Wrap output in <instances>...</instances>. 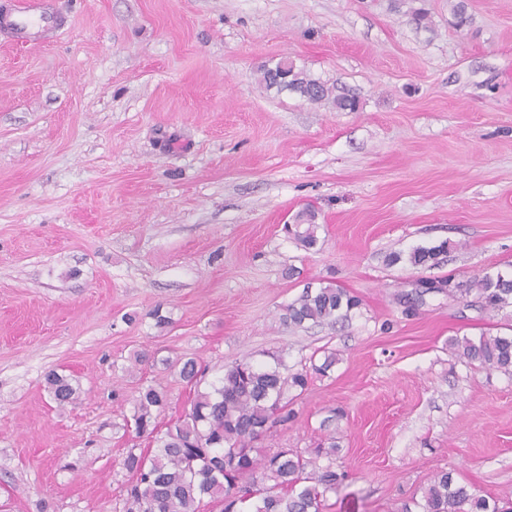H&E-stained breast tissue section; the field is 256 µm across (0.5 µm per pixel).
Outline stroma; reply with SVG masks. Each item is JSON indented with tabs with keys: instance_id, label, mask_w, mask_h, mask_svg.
Wrapping results in <instances>:
<instances>
[{
	"instance_id": "stroma-1",
	"label": "stroma",
	"mask_w": 512,
	"mask_h": 512,
	"mask_svg": "<svg viewBox=\"0 0 512 512\" xmlns=\"http://www.w3.org/2000/svg\"><path fill=\"white\" fill-rule=\"evenodd\" d=\"M50 44L0 43V512H123L138 391L162 422L195 396L134 352L322 363L265 449L335 443L324 512H400L433 474L512 512V374L453 338L512 335V306L460 291L399 304L421 277L512 274V0H55ZM292 61L355 95L339 112L265 90ZM316 214L306 249L284 225ZM450 241L438 266L389 263ZM349 322L291 329L325 284ZM165 324H158V317ZM78 399L60 407L49 371ZM360 307V299L333 284L314 290L307 287L300 296L282 307L281 319L291 328H302L305 324L332 326L351 318Z\"/></svg>"
}]
</instances>
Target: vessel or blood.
Returning <instances> with one entry per match:
<instances>
[{
  "instance_id": "vessel-or-blood-1",
  "label": "vessel or blood",
  "mask_w": 512,
  "mask_h": 512,
  "mask_svg": "<svg viewBox=\"0 0 512 512\" xmlns=\"http://www.w3.org/2000/svg\"><path fill=\"white\" fill-rule=\"evenodd\" d=\"M49 6V0H0V41L23 42L36 30L41 42H53L58 28L45 14Z\"/></svg>"
}]
</instances>
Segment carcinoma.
Returning <instances> with one entry per match:
<instances>
[{"mask_svg":"<svg viewBox=\"0 0 512 512\" xmlns=\"http://www.w3.org/2000/svg\"><path fill=\"white\" fill-rule=\"evenodd\" d=\"M259 72L268 89L288 90L311 103L327 102L339 112L358 108L355 97L334 92L292 63L286 70L280 62L273 67L264 64ZM285 229L305 249L317 243L312 212ZM449 247L447 241L417 247L407 261L414 267H432ZM472 291L487 309L512 304V278L478 277L466 289ZM360 307V299L331 284L308 287L282 307L281 319L291 328L332 326L351 318ZM452 346L460 356L485 367L512 371V336L456 338ZM335 360L332 353L319 366L293 372L280 358L270 365L243 358L208 391L199 390L204 370L186 360L179 375L196 388V395L190 411L164 430L159 429L158 417L168 405L167 394L153 386L139 391L132 415L134 431L151 438L156 448L149 454L131 448L124 457L123 468L131 476L124 512H201L208 504L219 512H322L324 494L335 489L340 479L332 459L335 448L263 453L255 442L273 425L293 417L288 393L305 390L310 372L322 374ZM46 383L60 406L78 398L69 378L55 371L46 375ZM324 458L328 464L323 466ZM418 508L420 512H497L477 490L455 482L446 471L431 478Z\"/></svg>","mask_w":512,"mask_h":512,"instance_id":"cac0c4a2","label":"carcinoma"}]
</instances>
